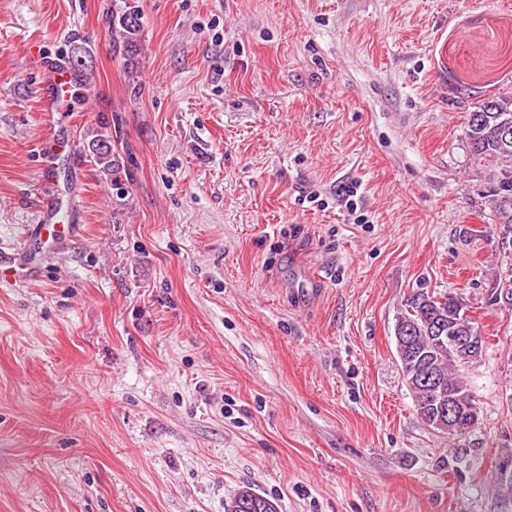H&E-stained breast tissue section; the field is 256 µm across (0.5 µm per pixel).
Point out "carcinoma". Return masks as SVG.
<instances>
[{"mask_svg": "<svg viewBox=\"0 0 512 512\" xmlns=\"http://www.w3.org/2000/svg\"><path fill=\"white\" fill-rule=\"evenodd\" d=\"M110 22L112 31L123 41L124 55L133 59L142 24L140 10L131 5L121 14L112 15ZM505 116L512 119V98L500 95L479 101L467 113L464 139L469 170L491 204L490 223L485 231L496 237L503 253L512 258V136L505 140L500 132ZM88 148L103 170L114 171L117 163L110 137L100 132ZM487 305L512 310V263L492 278ZM469 311L460 293L416 292L406 299L394 329L402 375L417 416L453 440L466 437L479 420V407L466 376L469 361L448 343V337L458 332L476 338L480 347H485L482 327ZM447 400L456 414L452 429L437 424L439 409ZM495 485L502 494L512 496L509 446L495 472ZM224 512H277V506L244 485L224 505Z\"/></svg>", "mask_w": 512, "mask_h": 512, "instance_id": "obj_1", "label": "carcinoma"}]
</instances>
